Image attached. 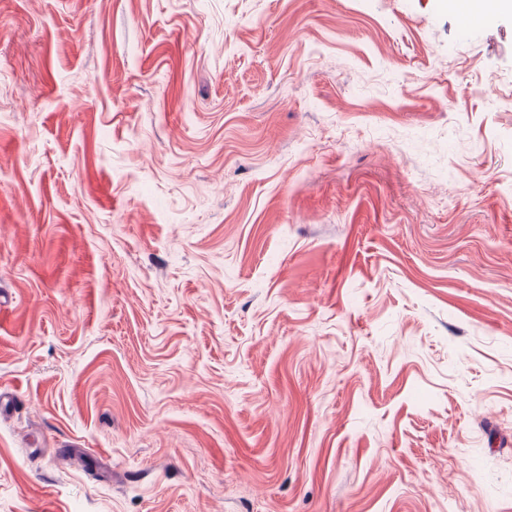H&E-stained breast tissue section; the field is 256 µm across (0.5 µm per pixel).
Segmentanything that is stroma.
Wrapping results in <instances>:
<instances>
[{"mask_svg": "<svg viewBox=\"0 0 512 512\" xmlns=\"http://www.w3.org/2000/svg\"><path fill=\"white\" fill-rule=\"evenodd\" d=\"M0 512H512V16L0 0Z\"/></svg>", "mask_w": 512, "mask_h": 512, "instance_id": "obj_1", "label": "stroma"}]
</instances>
